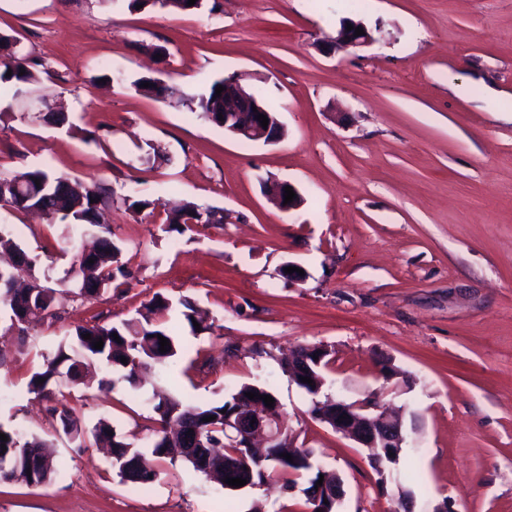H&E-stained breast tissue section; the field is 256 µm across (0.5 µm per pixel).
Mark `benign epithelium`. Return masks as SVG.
I'll list each match as a JSON object with an SVG mask.
<instances>
[{
    "label": "benign epithelium",
    "mask_w": 512,
    "mask_h": 512,
    "mask_svg": "<svg viewBox=\"0 0 512 512\" xmlns=\"http://www.w3.org/2000/svg\"><path fill=\"white\" fill-rule=\"evenodd\" d=\"M353 30H347V25ZM361 27L364 34L355 35V29ZM375 41L372 31L360 21H343L335 40L336 49L360 48ZM264 113L256 99L249 97L238 85L237 80L225 84L224 90V131L238 138L244 137L255 142L274 144L283 138L281 123L272 115H267L268 126L262 127L257 115ZM286 183L278 182L272 187L280 208L292 210L299 207L303 199L296 195L293 201L284 203ZM316 419L324 422L335 432L371 451L370 460L374 468L386 472V466L395 463L397 455L406 442L401 418L394 412L382 409L371 400L347 403L342 400L317 403ZM346 419L339 420L340 416ZM285 424L275 414V409L262 402L252 403L241 416L234 410L224 415V433L233 448H255L278 440L284 433ZM330 497L338 502L344 497V483L341 477L331 486H320L314 494V502L320 503L321 497Z\"/></svg>",
    "instance_id": "7a95c632"
}]
</instances>
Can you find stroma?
<instances>
[{
  "mask_svg": "<svg viewBox=\"0 0 512 512\" xmlns=\"http://www.w3.org/2000/svg\"><path fill=\"white\" fill-rule=\"evenodd\" d=\"M375 44L327 52L342 19ZM37 80L0 84V177L41 168L113 190L106 218L132 272L93 300L65 289L58 318L27 332L0 306V424L52 440L59 477L0 483V512H309L289 491H229L183 464L121 483L103 452L59 429L28 383L76 327L120 322L155 294L206 310L193 335L179 309L177 356L140 386L60 381L85 427L109 420L148 449L153 393L220 404L244 383L269 388L296 446L337 471L339 512H512V0H205L193 13L131 11L120 0H0ZM160 48L152 56L151 48ZM236 74L286 130L275 144L225 134L187 107L136 89L143 76L204 93ZM68 118L44 121L45 106ZM287 181L304 203L264 192ZM133 199L220 207L224 221L167 231ZM0 231L63 270L97 228L73 230L0 206ZM295 264L302 279L282 270ZM333 351L326 393L403 411L396 483L367 449L314 419L281 371L298 345ZM401 375L385 380L384 363Z\"/></svg>",
  "mask_w": 512,
  "mask_h": 512,
  "instance_id": "stroma-1",
  "label": "stroma"
}]
</instances>
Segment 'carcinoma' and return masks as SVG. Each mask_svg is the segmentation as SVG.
<instances>
[{"label": "carcinoma", "mask_w": 512, "mask_h": 512, "mask_svg": "<svg viewBox=\"0 0 512 512\" xmlns=\"http://www.w3.org/2000/svg\"><path fill=\"white\" fill-rule=\"evenodd\" d=\"M189 0H127V8L169 9L177 12H193L199 4L188 5ZM25 74H20V69ZM36 81L35 74L29 69L27 60L16 54L0 55V82L12 83L15 94L22 92V87ZM148 82L150 86L143 92L150 94L170 106H195L202 116L215 126L222 128L224 122L219 115L224 113V96L216 95V87L224 80L215 81L209 90L199 96H187L178 86L162 83L158 80L141 78L136 86ZM0 193L10 199V206L28 210L39 208L43 215L52 222L59 221L75 229L97 225L99 210L110 199L109 189L100 181L93 180L85 185L82 193L76 194L70 186L69 179L55 176L46 170L35 168L19 171L9 177H0ZM224 223V209L218 207L201 208L194 203H186L178 211L167 216L168 229L178 233L188 224H211L214 217ZM102 234L98 236L95 253L91 255L94 262L76 255L69 269L59 282L63 285L72 283L78 288L79 295L85 299H94L109 288H118L128 284L131 273L122 261V249L114 241L112 227L101 225ZM0 251L8 252L14 258L9 268H0V303L9 307L12 323L25 332L47 320L57 318L56 306L58 290L46 285L50 279L48 271L41 269L37 259L8 234L0 233ZM179 304L183 307L181 315L190 325L191 332H207L212 329L208 313L187 299ZM171 307L170 300L161 294L154 295L136 310L134 316L118 324L105 323L92 326H78L65 342L59 344L54 354L47 358L41 371L32 375L29 391L41 398L54 394V385L63 371L88 370L98 364L108 369L121 372L120 379L136 388L141 385L142 377L151 370L163 366L178 354L176 343L166 315ZM91 334V339L83 338ZM169 342L168 351H159L158 336ZM103 340V347L94 348V342ZM126 362H121V358ZM248 392L270 395L272 391L256 384L244 383L231 394L230 399L221 405L193 406L183 403L174 396H162L153 405L157 415L158 427L153 430L150 454L132 446L124 436L108 421L99 420L90 431H85L80 420L66 406L50 408L57 417L66 436L86 447V435L95 440L108 437L112 440L111 466L120 481L132 484L153 482L159 475L158 465L167 461L175 465L173 453L185 447L186 426L197 427L206 441L212 444L224 442V414L246 407L251 399ZM216 416L209 422L203 418ZM0 433L6 435L7 441L0 440V482H21L27 485H42L50 482L57 474L53 459L44 454L42 448L47 446L39 437L22 438L19 434L0 424ZM245 453V462L241 478L247 480L245 488L258 489L268 484L273 478L282 480V488L294 487L295 478L307 477L311 490L320 479L322 472L313 467L307 457L313 453L309 448H296L291 441V434L286 432L280 441L272 447L235 449L226 448L224 453L212 459V468L204 472L197 463L185 454H180L181 461L194 472L213 477L224 482V457L235 453ZM293 457L289 461L281 454Z\"/></svg>", "instance_id": "obj_1"}]
</instances>
